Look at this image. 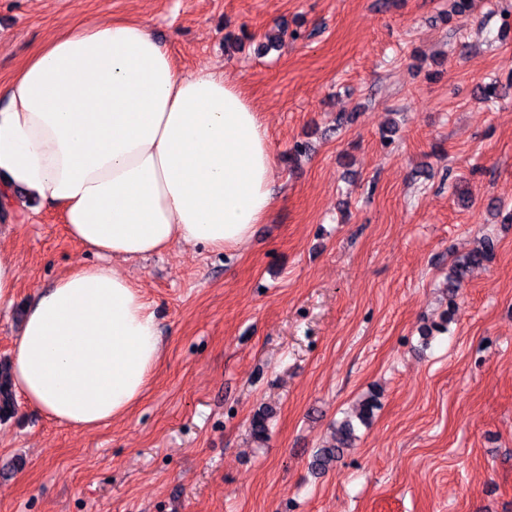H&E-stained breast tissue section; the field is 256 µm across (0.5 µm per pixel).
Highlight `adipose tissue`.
Here are the masks:
<instances>
[{
  "label": "adipose tissue",
  "instance_id": "obj_1",
  "mask_svg": "<svg viewBox=\"0 0 512 512\" xmlns=\"http://www.w3.org/2000/svg\"><path fill=\"white\" fill-rule=\"evenodd\" d=\"M0 98V195L59 207L69 237L100 258L35 294L14 383L48 418L92 431L138 403L162 355L124 263L249 241L274 202L271 145L237 85L178 68L131 18L48 40Z\"/></svg>",
  "mask_w": 512,
  "mask_h": 512
}]
</instances>
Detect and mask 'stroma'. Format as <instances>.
Masks as SVG:
<instances>
[{
    "mask_svg": "<svg viewBox=\"0 0 512 512\" xmlns=\"http://www.w3.org/2000/svg\"><path fill=\"white\" fill-rule=\"evenodd\" d=\"M114 17L246 94L274 203L238 251L176 244L131 266L164 346L145 395L90 432L18 399L0 512H512V0H0V82ZM0 207L20 266L1 358L31 296L98 258L58 208ZM486 238L492 260L449 300L452 260ZM371 391L356 448L312 475Z\"/></svg>",
    "mask_w": 512,
    "mask_h": 512,
    "instance_id": "stroma-1",
    "label": "stroma"
}]
</instances>
